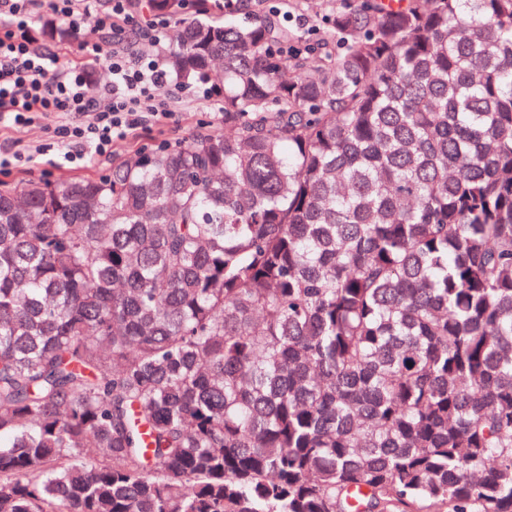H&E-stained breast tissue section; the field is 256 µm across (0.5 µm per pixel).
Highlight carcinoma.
Instances as JSON below:
<instances>
[{"mask_svg":"<svg viewBox=\"0 0 512 512\" xmlns=\"http://www.w3.org/2000/svg\"><path fill=\"white\" fill-rule=\"evenodd\" d=\"M129 6L224 131L0 186V512H512V0Z\"/></svg>","mask_w":512,"mask_h":512,"instance_id":"1","label":"carcinoma"}]
</instances>
